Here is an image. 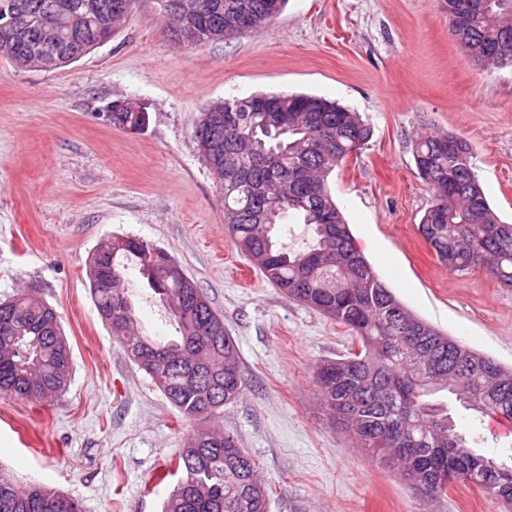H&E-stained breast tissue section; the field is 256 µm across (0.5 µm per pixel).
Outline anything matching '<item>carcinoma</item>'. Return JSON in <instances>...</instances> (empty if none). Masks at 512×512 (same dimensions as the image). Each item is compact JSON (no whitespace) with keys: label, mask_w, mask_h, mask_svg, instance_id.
<instances>
[{"label":"carcinoma","mask_w":512,"mask_h":512,"mask_svg":"<svg viewBox=\"0 0 512 512\" xmlns=\"http://www.w3.org/2000/svg\"><path fill=\"white\" fill-rule=\"evenodd\" d=\"M286 0H181L195 27L194 44L229 40L252 31L257 14L271 25L274 2ZM137 0H0V45L19 68L42 71L78 61L123 24ZM456 41L470 56L490 51L487 68L512 66V0H482ZM238 27H224V17ZM79 24H74V21ZM275 102L278 125L260 126L255 102ZM233 111L210 125L198 123L195 140L219 150L204 159L224 190V228L235 246L257 261L263 276L293 299L348 328L358 347L322 365L315 375L320 406L356 446L404 478L419 475L429 494L445 493L448 477L473 484L493 498H512V464L480 454L448 414L427 397L441 391L468 410L512 421V370L442 334L412 314L357 250L331 194L333 170L372 136L350 109L322 97L257 93L232 97ZM147 112H114L112 125L144 130ZM413 159L433 200L418 231L451 272L482 269L512 288V224L490 206L473 171L469 141L447 129L416 134ZM295 217L312 231L304 249L286 251L274 230ZM160 249L133 237L101 242L89 257L110 287L91 288L113 339L187 421L224 411L245 391L236 345L189 278L172 274ZM165 304L179 327L161 342L144 330L125 288L129 264ZM71 354L55 310L20 292L0 302V394L26 403H50L70 382ZM181 477L163 512H267L269 492L259 463L234 437L196 430L176 455ZM0 512H81L78 500L48 485L20 488L0 470Z\"/></svg>","instance_id":"obj_1"}]
</instances>
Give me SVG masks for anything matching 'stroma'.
<instances>
[{
  "mask_svg": "<svg viewBox=\"0 0 512 512\" xmlns=\"http://www.w3.org/2000/svg\"><path fill=\"white\" fill-rule=\"evenodd\" d=\"M307 93L359 112L373 135L329 178L357 249L411 311L512 367V288L452 273L418 231L431 202L412 154L433 125L473 146L486 197L512 223V68L488 70L449 34L444 0H288L266 29L177 42L154 0L72 65L20 70L0 58V301L33 293L58 313L71 383L46 405L0 394V468L48 484L83 512H161L166 463L205 419L182 420L128 359L90 295L100 241L133 236L167 252L224 316L247 388L218 422L260 462L269 512H504L474 485L429 495L355 448L319 406L315 373L353 349L344 326L269 284L224 230V192L193 138L212 102ZM149 114L132 134L115 102ZM149 335L176 338L168 309L129 268ZM489 457H512V429L451 403Z\"/></svg>",
  "mask_w": 512,
  "mask_h": 512,
  "instance_id": "stroma-1",
  "label": "stroma"
}]
</instances>
